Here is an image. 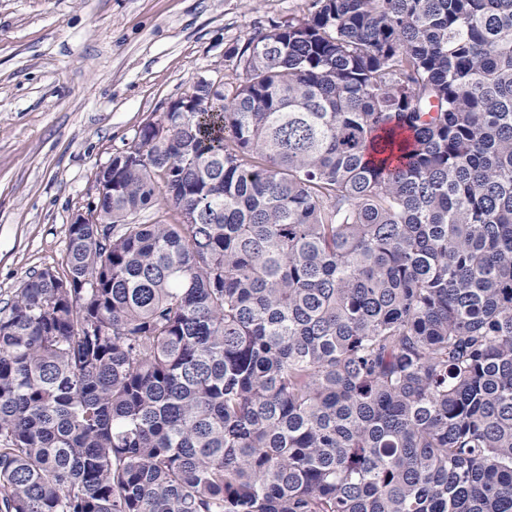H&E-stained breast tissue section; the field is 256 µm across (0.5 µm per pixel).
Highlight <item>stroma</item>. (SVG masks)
<instances>
[{
  "label": "stroma",
  "mask_w": 512,
  "mask_h": 512,
  "mask_svg": "<svg viewBox=\"0 0 512 512\" xmlns=\"http://www.w3.org/2000/svg\"><path fill=\"white\" fill-rule=\"evenodd\" d=\"M309 0H0V308L63 269L95 174L198 79Z\"/></svg>",
  "instance_id": "obj_1"
}]
</instances>
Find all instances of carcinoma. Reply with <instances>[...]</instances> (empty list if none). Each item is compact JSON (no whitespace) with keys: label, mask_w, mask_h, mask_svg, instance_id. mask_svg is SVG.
I'll use <instances>...</instances> for the list:
<instances>
[{"label":"carcinoma","mask_w":512,"mask_h":512,"mask_svg":"<svg viewBox=\"0 0 512 512\" xmlns=\"http://www.w3.org/2000/svg\"><path fill=\"white\" fill-rule=\"evenodd\" d=\"M234 56L0 308V512H512V0Z\"/></svg>","instance_id":"obj_1"}]
</instances>
